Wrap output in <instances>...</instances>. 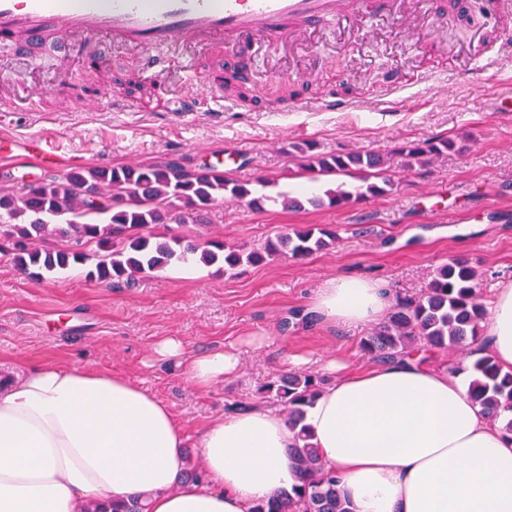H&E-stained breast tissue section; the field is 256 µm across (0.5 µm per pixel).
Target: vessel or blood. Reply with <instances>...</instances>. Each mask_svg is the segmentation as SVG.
<instances>
[{
  "instance_id": "b4317fda",
  "label": "vessel or blood",
  "mask_w": 512,
  "mask_h": 512,
  "mask_svg": "<svg viewBox=\"0 0 512 512\" xmlns=\"http://www.w3.org/2000/svg\"><path fill=\"white\" fill-rule=\"evenodd\" d=\"M428 0H0V37L33 41L46 36L81 51L89 40L106 38L137 51L144 79L157 87L156 112H221L220 90L203 78L186 50L200 53L214 43L253 57L272 46L300 40L308 27L359 28L379 13L430 22ZM45 94L30 85L9 108L36 112ZM28 150L57 169L56 153L43 134H29Z\"/></svg>"
}]
</instances>
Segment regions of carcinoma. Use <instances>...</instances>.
Instances as JSON below:
<instances>
[{
    "label": "carcinoma",
    "instance_id": "1",
    "mask_svg": "<svg viewBox=\"0 0 512 512\" xmlns=\"http://www.w3.org/2000/svg\"><path fill=\"white\" fill-rule=\"evenodd\" d=\"M451 139H436L409 146L403 154L408 165L423 166L433 155L455 150ZM288 154L300 161L301 170L323 175H344L362 185L350 190L346 183L325 197L301 199L290 192L273 197L262 193L271 185L265 177L238 182L213 166L188 169L176 162L137 166L88 167L60 179L30 183L20 196L0 193V252L12 255L24 273L55 274L72 267H88L87 276L128 284L171 262L195 258L219 265L231 273L244 264L256 265L277 255L307 257L328 248L333 234L312 226L295 228L270 241L262 251L228 248L219 240L204 243L190 236L167 240L153 232L159 224L183 222L201 216L220 200L261 207L281 203L286 209L339 207L368 195L389 192L384 175L386 159L376 153L315 154L308 143H292ZM477 274L468 260L452 258L438 268L428 285L413 296L398 297L388 317L361 342L364 354L379 362L394 360L411 347L424 344L435 350L466 351L475 357L468 393L503 429L512 433V371L502 372L479 345L487 310L477 293ZM325 384V378L288 372L262 390L282 406L288 425L301 424L306 408ZM291 449V460L301 483L282 491L253 512H350L339 493V480L326 469L318 449L303 431Z\"/></svg>",
    "mask_w": 512,
    "mask_h": 512
}]
</instances>
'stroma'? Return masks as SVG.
<instances>
[{
    "label": "stroma",
    "instance_id": "1",
    "mask_svg": "<svg viewBox=\"0 0 512 512\" xmlns=\"http://www.w3.org/2000/svg\"><path fill=\"white\" fill-rule=\"evenodd\" d=\"M436 24L424 36L400 33L382 21V33H360L350 44L317 48L318 71L301 65L272 76L250 67L230 112H75L72 99L55 92L56 64L69 56L83 96L136 100L125 79L137 69L129 51L99 40L91 56L111 61V74L95 75L90 56L66 54L55 42L0 39V71L19 85L47 90L45 109L0 118V136L43 132L56 152L80 155L89 167L176 161L188 168L223 159L226 148L242 157L229 177L274 179L269 194L291 191L299 175L287 155L291 142L306 141L321 153L376 152L389 159L393 183L383 196L340 208L298 211L267 204L217 203L204 223L161 224L162 236L219 239L235 249H260L282 231L315 225L336 235L335 244L303 259L275 257L231 275L209 267L206 275L177 278L159 269L129 287L89 279L72 268L55 279L20 274L0 254V370L23 372L38 363L107 368L126 375L165 400L190 434L187 454L201 462L199 432L223 417L228 405L269 406L262 385L288 371L335 379L339 366L359 368L370 358L360 341L370 326L327 325L312 318L316 291L336 276L384 281L391 294L424 288L437 268L467 257L481 273L477 288L489 303L501 283L512 281V53L494 31L512 22V0L488 11L482 0H434ZM482 41L491 65L470 75L464 54ZM398 70L402 92L386 96L384 75ZM350 88L346 112H311L325 87ZM287 101L271 106V99ZM451 138L460 153L433 157L429 166L407 167L400 147ZM181 341V357L161 358L163 340ZM224 350L241 356L237 374L197 388L188 364L197 354Z\"/></svg>",
    "mask_w": 512,
    "mask_h": 512
}]
</instances>
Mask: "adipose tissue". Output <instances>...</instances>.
I'll return each mask as SVG.
<instances>
[{
    "label": "adipose tissue",
    "mask_w": 512,
    "mask_h": 512,
    "mask_svg": "<svg viewBox=\"0 0 512 512\" xmlns=\"http://www.w3.org/2000/svg\"><path fill=\"white\" fill-rule=\"evenodd\" d=\"M390 294L336 277L313 310L328 324L379 322ZM488 354L512 370V282L495 292ZM238 355H196L205 389ZM351 512H512V434L492 423L460 379L426 354L341 373L304 421ZM295 430L276 411L234 410L203 426L205 480L182 483L188 436L155 393L101 367L50 363L0 380V512H82L147 499L150 512H251L297 481Z\"/></svg>",
    "instance_id": "ef3b65f1"
}]
</instances>
